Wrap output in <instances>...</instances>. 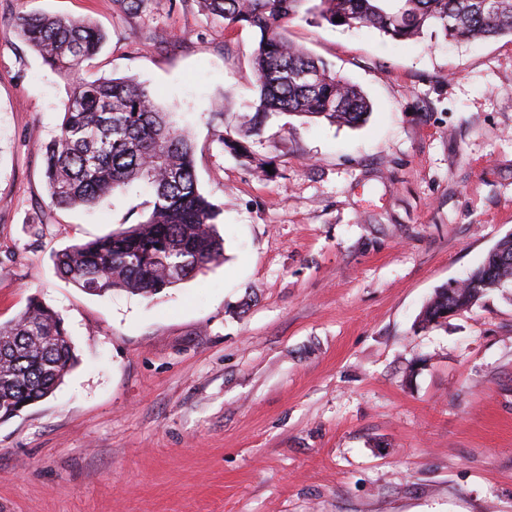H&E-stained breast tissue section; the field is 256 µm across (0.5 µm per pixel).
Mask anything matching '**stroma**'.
<instances>
[{"label": "stroma", "mask_w": 512, "mask_h": 512, "mask_svg": "<svg viewBox=\"0 0 512 512\" xmlns=\"http://www.w3.org/2000/svg\"><path fill=\"white\" fill-rule=\"evenodd\" d=\"M88 18L87 79L133 77L196 144L224 261L145 298L85 293L57 252L143 220L140 183L51 207L42 146L68 84L12 28ZM285 34L360 86L355 128L274 118L251 29L196 0H0V324L36 297L75 365L0 421V512H512V282L419 317L512 235V38L395 41L300 16Z\"/></svg>", "instance_id": "35a3bbf8"}]
</instances>
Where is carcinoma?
Segmentation results:
<instances>
[{"label":"carcinoma","instance_id":"carcinoma-1","mask_svg":"<svg viewBox=\"0 0 512 512\" xmlns=\"http://www.w3.org/2000/svg\"><path fill=\"white\" fill-rule=\"evenodd\" d=\"M213 15L255 31L256 98L238 132L259 134L276 115L358 126L372 107L362 90L284 35L300 14L331 26L374 28L394 40L425 29L454 41L512 36V0H197ZM340 21H334V18ZM43 62L66 74L69 97L58 134L44 148V177L55 208L94 206L134 182L152 189L148 218L55 256L58 275L90 294L125 290L151 296L193 278L224 256L222 209L198 187L194 142L131 77L82 76L107 35L90 21L20 15L11 23ZM512 280V240L505 237L453 295L425 307L430 325L453 305L465 309ZM73 349L58 314L36 298L0 324V418L53 393L70 369Z\"/></svg>","mask_w":512,"mask_h":512}]
</instances>
